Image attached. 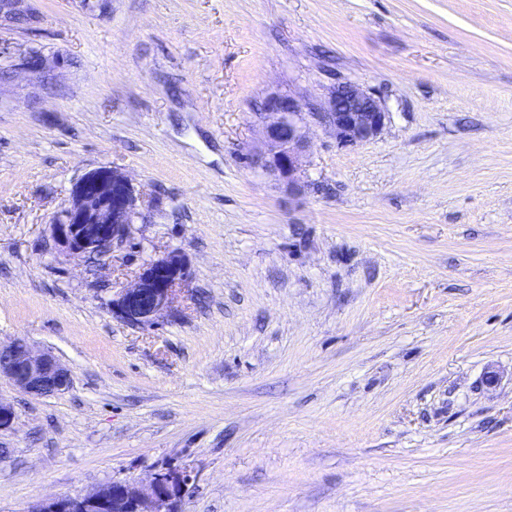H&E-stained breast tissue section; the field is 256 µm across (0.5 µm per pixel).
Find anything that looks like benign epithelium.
Here are the masks:
<instances>
[{"label":"benign epithelium","mask_w":512,"mask_h":512,"mask_svg":"<svg viewBox=\"0 0 512 512\" xmlns=\"http://www.w3.org/2000/svg\"><path fill=\"white\" fill-rule=\"evenodd\" d=\"M26 0H0V20L25 16ZM19 69L40 73L44 55L29 50ZM388 112L381 100L361 85L346 81L329 89L322 102L293 94L275 93L258 113L261 145L248 153L250 168L275 177L290 197L305 193L308 132L325 129L341 147H356L374 140L383 130ZM141 194L120 169L102 165L85 171L72 184L69 198L50 224L55 248L85 258L112 253L126 240L141 218ZM189 277L183 253L172 249L148 260L135 282L112 298V316L147 328L172 309L177 291ZM6 378L25 393L42 397L60 393L71 381V371L51 352L37 353L22 339L0 343V380ZM193 477L186 470L156 472L146 484L112 480L96 491L77 497L54 496L35 512H177V502Z\"/></svg>","instance_id":"obj_1"}]
</instances>
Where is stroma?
I'll list each match as a JSON object with an SVG mask.
<instances>
[{
	"instance_id": "stroma-1",
	"label": "stroma",
	"mask_w": 512,
	"mask_h": 512,
	"mask_svg": "<svg viewBox=\"0 0 512 512\" xmlns=\"http://www.w3.org/2000/svg\"><path fill=\"white\" fill-rule=\"evenodd\" d=\"M27 4L0 25V342L72 380L0 381V512L170 466L180 512H512V0ZM32 48L44 73L13 71ZM339 80L388 122L313 130L290 197L246 162L256 114ZM100 165L143 203L95 267L49 225ZM173 248L172 310L114 318ZM3 378L28 395L42 397L65 391L71 371L51 352L37 353L24 340L13 339L0 343V381Z\"/></svg>"
}]
</instances>
